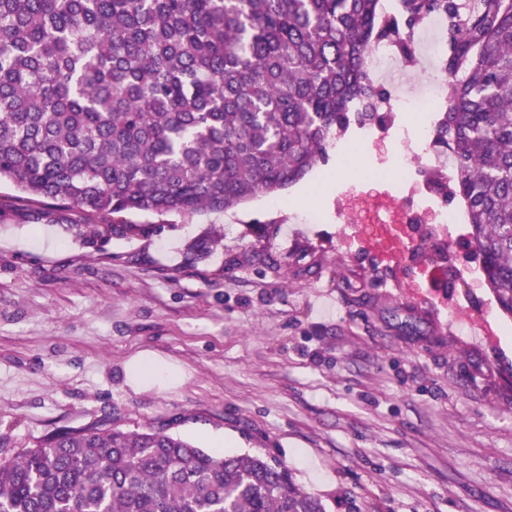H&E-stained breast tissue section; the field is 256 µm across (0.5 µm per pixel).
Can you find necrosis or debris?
<instances>
[{"instance_id":"1","label":"necrosis or debris","mask_w":512,"mask_h":512,"mask_svg":"<svg viewBox=\"0 0 512 512\" xmlns=\"http://www.w3.org/2000/svg\"><path fill=\"white\" fill-rule=\"evenodd\" d=\"M437 37L429 48L415 47L411 58H404L398 43L381 39L373 43L368 54L371 78L388 87L386 103L392 120L382 130L400 147V151L417 168L429 171L445 166V159L432 148L431 125L414 123V116L442 111L447 99L440 80L438 59L443 30L441 18L430 20ZM413 214L401 218L396 212L373 210L370 224L357 225L356 237L375 244L388 262L400 255H415L429 280L440 286L448 284V241L451 227L459 223L460 213L434 204V188L425 182L411 181L408 188Z\"/></svg>"}]
</instances>
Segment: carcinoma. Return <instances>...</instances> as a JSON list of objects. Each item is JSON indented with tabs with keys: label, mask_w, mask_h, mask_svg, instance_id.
Instances as JSON below:
<instances>
[{
	"label": "carcinoma",
	"mask_w": 512,
	"mask_h": 512,
	"mask_svg": "<svg viewBox=\"0 0 512 512\" xmlns=\"http://www.w3.org/2000/svg\"><path fill=\"white\" fill-rule=\"evenodd\" d=\"M445 20L451 173L486 287L512 316V0H0V183L88 217L224 212L301 181L384 127L374 41ZM97 235L135 224H90ZM0 512H327L266 455L165 428L56 433L0 463Z\"/></svg>",
	"instance_id": "obj_1"
}]
</instances>
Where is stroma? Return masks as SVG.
I'll list each match as a JSON object with an SVG mask.
<instances>
[{"label":"stroma","mask_w":512,"mask_h":512,"mask_svg":"<svg viewBox=\"0 0 512 512\" xmlns=\"http://www.w3.org/2000/svg\"><path fill=\"white\" fill-rule=\"evenodd\" d=\"M399 164L390 139L351 140L222 213L128 214L133 236L32 219L0 184V463L65 429L163 425L280 459L328 512H512V317L470 226L449 242L469 274L455 315L340 219L406 197ZM216 232L194 259L189 244ZM140 356L162 376L130 380Z\"/></svg>","instance_id":"obj_1"}]
</instances>
